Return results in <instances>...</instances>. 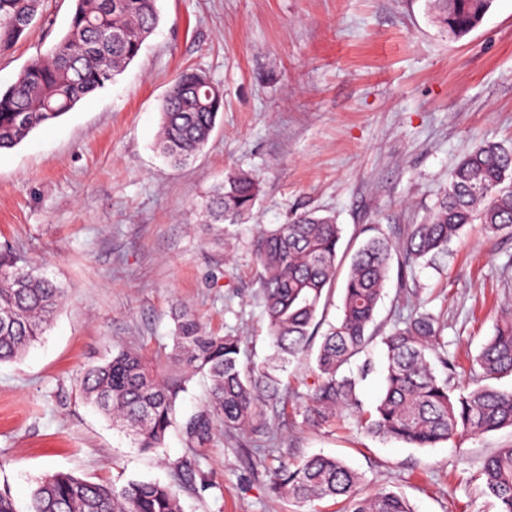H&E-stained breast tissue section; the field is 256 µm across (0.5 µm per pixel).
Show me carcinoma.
<instances>
[{"label":"carcinoma","instance_id":"1","mask_svg":"<svg viewBox=\"0 0 512 512\" xmlns=\"http://www.w3.org/2000/svg\"><path fill=\"white\" fill-rule=\"evenodd\" d=\"M44 0H0V55L11 51L41 16ZM64 36L51 53L31 59L16 81L0 89V151L20 145L33 131L51 125L88 94L105 87L139 56L160 21L159 0H73ZM448 35L475 29L491 0H432ZM209 77L183 70L162 107L160 153L175 167L193 159L207 144L224 98ZM260 193L255 177L230 172L205 203L206 223L239 224L249 217ZM470 224L488 234L512 232V145L480 143L455 166L448 185L427 218L412 224L395 244L374 237L355 253L340 316L322 335L315 355L316 383L304 396L281 373L308 355L322 321L323 298L336 280L341 226L330 216L303 213L290 223L260 233L254 251L261 267L260 291L274 354L260 368L241 364L240 339L207 331L193 315H177L169 360L183 369L175 383L153 373L143 356L120 350L87 366L79 381L82 399L96 406L133 436L137 447L152 451L178 424L176 401L195 373L210 381L208 398L182 429L190 454L176 466L178 479L199 471L198 449L214 431L267 433L270 422L286 415L288 403L307 398L312 425L360 408L359 379L344 366L375 339L371 326L389 280L395 252L417 263L448 253L449 244ZM65 291L55 282L0 255V362L20 356L43 335ZM440 319L417 311L393 324L381 337L387 368L385 388L374 410L362 418L374 436L416 448L512 428V389L489 381L512 376V316L497 323L478 355V380L457 392L448 363V342ZM278 492L299 504L343 499L350 512H412L401 495L382 490L364 495L361 475L343 460L310 456L297 464L270 469ZM479 476L498 512H512V444L481 461ZM27 512H181L179 484L129 480L121 486L54 472L38 482Z\"/></svg>","mask_w":512,"mask_h":512}]
</instances>
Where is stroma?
<instances>
[{"mask_svg":"<svg viewBox=\"0 0 512 512\" xmlns=\"http://www.w3.org/2000/svg\"><path fill=\"white\" fill-rule=\"evenodd\" d=\"M73 0L43 14L0 56V87L63 36ZM161 21L114 83L48 128L0 153V254L30 263L66 290L44 336L0 363V487L26 507L53 472L123 485L173 480L188 453L180 429L205 402L201 377L177 401L178 427L154 452L78 391L84 366L121 349L161 374L174 317L242 339L241 360L271 353L253 240L264 227L313 211L344 228L349 263L368 238L399 242L421 223L455 164L483 141L512 142V0H493L477 28L455 39L430 0H159ZM224 95L211 138L188 166L155 152L161 106L184 69ZM254 175L261 193L242 224L209 226L202 204L226 172ZM439 314L458 388L512 302V234L467 226L447 255L393 267L376 315L398 316L400 288ZM363 411L385 385L373 343L355 361ZM276 448L254 463L262 439L216 432L201 450V479L180 491L182 512H310L270 486L268 471L324 453L364 477L363 490L402 494L414 512H497L481 460L512 443V429L414 448L368 434L358 417L314 427L299 403L275 425Z\"/></svg>","mask_w":512,"mask_h":512,"instance_id":"stroma-1","label":"stroma"}]
</instances>
